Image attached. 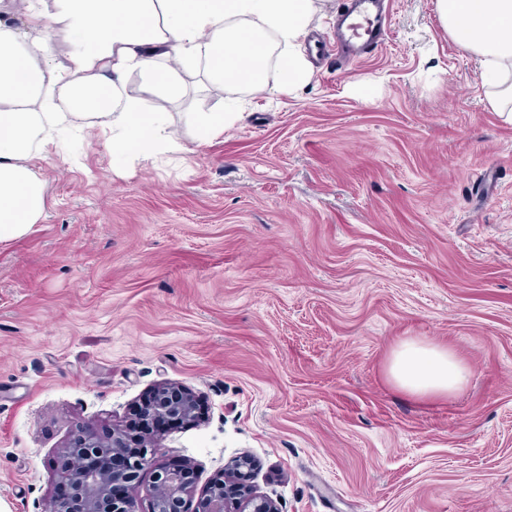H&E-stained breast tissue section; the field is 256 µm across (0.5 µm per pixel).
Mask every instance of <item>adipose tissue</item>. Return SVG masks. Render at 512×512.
<instances>
[{"label":"adipose tissue","instance_id":"ef3b65f1","mask_svg":"<svg viewBox=\"0 0 512 512\" xmlns=\"http://www.w3.org/2000/svg\"><path fill=\"white\" fill-rule=\"evenodd\" d=\"M451 41L472 53L490 111L512 122V0H436ZM319 12L315 0H22L0 5V244L22 239L43 217V180L32 162L76 129L102 128L113 159L144 160L180 152L169 115L145 111V96L180 97L185 74L235 95L246 88L273 94L310 76L301 47ZM61 32L52 43L50 24ZM274 36L288 65L268 81ZM142 80L130 95L131 74ZM88 89L111 100L99 112H68L75 93ZM388 374L401 390L421 398L461 389L469 369L445 347L415 339L392 353Z\"/></svg>","mask_w":512,"mask_h":512}]
</instances>
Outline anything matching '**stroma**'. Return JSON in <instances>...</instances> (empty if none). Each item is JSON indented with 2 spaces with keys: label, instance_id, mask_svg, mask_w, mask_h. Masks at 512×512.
Returning <instances> with one entry per match:
<instances>
[{
  "label": "stroma",
  "instance_id": "35a3bbf8",
  "mask_svg": "<svg viewBox=\"0 0 512 512\" xmlns=\"http://www.w3.org/2000/svg\"><path fill=\"white\" fill-rule=\"evenodd\" d=\"M436 0H390L384 44L304 86L226 94L188 74L183 152L112 161L104 136L34 165L43 218L0 245V512H49L74 432L126 423L163 382L200 419L160 457L197 502L234 457L280 512H512V123ZM470 368L422 400L406 337Z\"/></svg>",
  "mask_w": 512,
  "mask_h": 512
}]
</instances>
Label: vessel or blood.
I'll return each instance as SVG.
<instances>
[{"mask_svg": "<svg viewBox=\"0 0 512 512\" xmlns=\"http://www.w3.org/2000/svg\"><path fill=\"white\" fill-rule=\"evenodd\" d=\"M387 10V0H343L340 18L346 27L336 32L337 57L357 61L377 46L383 36L380 22Z\"/></svg>", "mask_w": 512, "mask_h": 512, "instance_id": "b4317fda", "label": "vessel or blood"}]
</instances>
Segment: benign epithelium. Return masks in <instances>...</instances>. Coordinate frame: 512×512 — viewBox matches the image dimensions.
<instances>
[{"mask_svg": "<svg viewBox=\"0 0 512 512\" xmlns=\"http://www.w3.org/2000/svg\"><path fill=\"white\" fill-rule=\"evenodd\" d=\"M197 399L187 386L175 382L158 384L150 399L135 409L145 426L160 418L172 421L190 419L196 414ZM160 448L139 443L127 428L115 425L105 433L82 429L70 439L57 466L58 484L67 488V496H57L50 512H140L135 498L116 497L101 478L97 465L115 461L111 472L114 484L130 487L141 472H155V491L151 512H185L194 484L190 471L170 467L159 461ZM80 459L84 465L77 467ZM257 463L249 455L235 458L224 478L210 486L200 498L196 512H279L277 504L257 492L254 474Z\"/></svg>", "mask_w": 512, "mask_h": 512, "instance_id": "7a95c632", "label": "benign epithelium"}]
</instances>
